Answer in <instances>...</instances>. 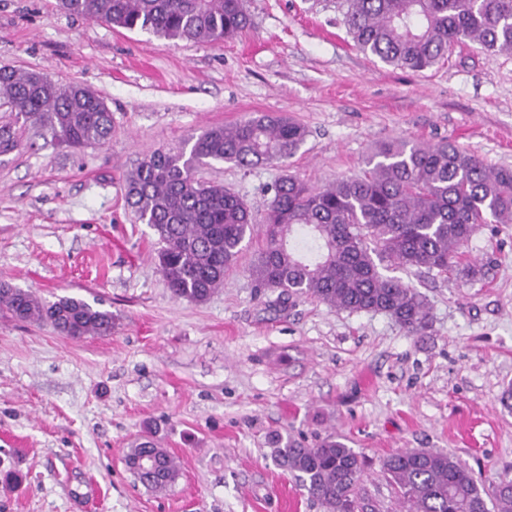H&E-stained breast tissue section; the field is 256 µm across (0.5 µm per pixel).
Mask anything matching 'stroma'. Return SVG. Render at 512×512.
Wrapping results in <instances>:
<instances>
[{"label":"stroma","instance_id":"stroma-1","mask_svg":"<svg viewBox=\"0 0 512 512\" xmlns=\"http://www.w3.org/2000/svg\"><path fill=\"white\" fill-rule=\"evenodd\" d=\"M341 2L246 0L251 28L202 44L0 0V66L81 83L112 113L100 148L17 127L21 148L0 155V284L113 317L111 335L72 339L0 311V512H323L276 463L275 430L309 447L343 438L368 462L375 512L400 510L381 469L400 449L453 453L484 482L512 475V224L469 241L483 280L402 272L431 322L407 336L306 295L275 307L248 275L259 232L207 301L175 298L157 236L126 204L139 161L259 114L306 128L287 165L197 171L258 213L283 175L321 187L392 140L445 139L512 168V53L466 42L396 68L354 48ZM146 435L177 461L162 492L125 464Z\"/></svg>","mask_w":512,"mask_h":512}]
</instances>
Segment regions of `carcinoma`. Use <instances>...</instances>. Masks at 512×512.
Listing matches in <instances>:
<instances>
[{
  "label": "carcinoma",
  "instance_id": "cac0c4a2",
  "mask_svg": "<svg viewBox=\"0 0 512 512\" xmlns=\"http://www.w3.org/2000/svg\"><path fill=\"white\" fill-rule=\"evenodd\" d=\"M67 13L169 40L214 43L251 26L245 0H60ZM344 24L355 47L396 67L425 70L456 44L475 42L512 53V0H344ZM0 96L15 123H37L72 147L102 146L112 113L79 85H60L38 71L0 66ZM307 130L261 115L233 126H211L190 137V150H158L129 174L125 198L162 243L159 271L173 295L201 303L224 283L254 227L264 245L249 267L255 287L278 298L310 295L350 313H382L407 334L430 328L424 296L395 269L425 270L467 279L484 265L463 248L485 224H512V168H489L475 155L442 141L384 143L366 169L323 187L287 174L274 186L261 216L238 194L196 177L199 167L231 162L255 168L285 162ZM19 146L0 128V153ZM0 306L23 321H48L63 336H107L112 312L75 298L44 303L20 288L0 285ZM276 461L293 472L324 512H367L360 495L365 459L330 435L314 448L272 437ZM150 453L162 473L148 483L166 489L178 471L172 456L151 441L128 457ZM406 512H512V476L484 484L459 457L430 448L390 454L382 463Z\"/></svg>",
  "mask_w": 512,
  "mask_h": 512
}]
</instances>
